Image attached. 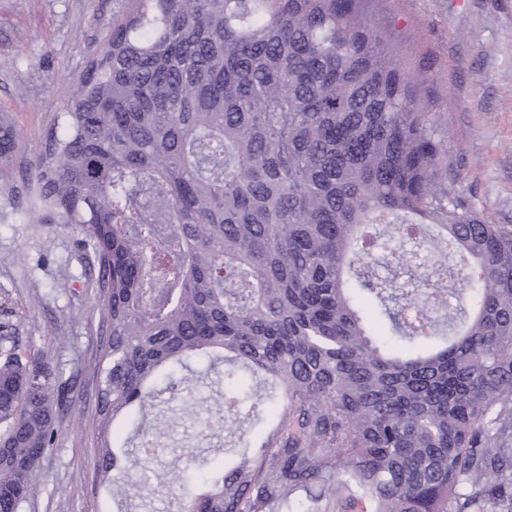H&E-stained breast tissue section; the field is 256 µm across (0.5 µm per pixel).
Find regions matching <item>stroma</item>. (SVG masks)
Returning <instances> with one entry per match:
<instances>
[{"instance_id":"obj_1","label":"stroma","mask_w":512,"mask_h":512,"mask_svg":"<svg viewBox=\"0 0 512 512\" xmlns=\"http://www.w3.org/2000/svg\"><path fill=\"white\" fill-rule=\"evenodd\" d=\"M112 3L0 0V117L17 135L15 153L0 159V324L16 328L21 351L65 368L71 398L58 441L34 475L41 492L19 512H98L103 502L91 429L73 424L95 408L94 358L109 340L94 309L99 269L83 259L79 232L42 223L37 213L18 220L13 203L27 199L28 165L70 82L112 30ZM365 8L415 79V103L442 143V184L490 222L512 225V0H367ZM5 183L14 196L2 191ZM223 394L209 377L193 381L187 403H150V416L166 428L149 465L151 494L131 512H168L173 466L190 458L218 466L233 450L232 422L220 417ZM208 419V440L197 439Z\"/></svg>"}]
</instances>
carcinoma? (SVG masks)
<instances>
[{"mask_svg":"<svg viewBox=\"0 0 512 512\" xmlns=\"http://www.w3.org/2000/svg\"><path fill=\"white\" fill-rule=\"evenodd\" d=\"M15 139L0 124V157ZM441 141L364 0H113L31 165L29 201L83 235L112 339L95 364L100 512L146 498L190 363L268 423L222 469L175 466L174 512H270L354 491L372 512H512V225L437 181ZM459 255L393 302L372 267ZM68 379L0 325V512L33 497Z\"/></svg>","mask_w":512,"mask_h":512,"instance_id":"obj_1","label":"carcinoma"}]
</instances>
